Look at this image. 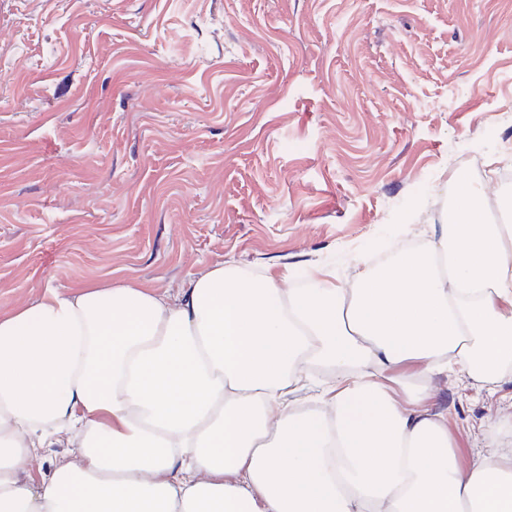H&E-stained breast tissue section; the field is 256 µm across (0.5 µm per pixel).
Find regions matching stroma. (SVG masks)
Wrapping results in <instances>:
<instances>
[{
    "instance_id": "1",
    "label": "stroma",
    "mask_w": 512,
    "mask_h": 512,
    "mask_svg": "<svg viewBox=\"0 0 512 512\" xmlns=\"http://www.w3.org/2000/svg\"><path fill=\"white\" fill-rule=\"evenodd\" d=\"M512 159V0H0V309L232 258L348 278ZM462 461L512 414L432 380Z\"/></svg>"
}]
</instances>
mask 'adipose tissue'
<instances>
[{
	"instance_id": "ef3b65f1",
	"label": "adipose tissue",
	"mask_w": 512,
	"mask_h": 512,
	"mask_svg": "<svg viewBox=\"0 0 512 512\" xmlns=\"http://www.w3.org/2000/svg\"><path fill=\"white\" fill-rule=\"evenodd\" d=\"M478 193L346 285L228 259L0 311V512H512V414L461 463L431 386L512 383V225Z\"/></svg>"
}]
</instances>
